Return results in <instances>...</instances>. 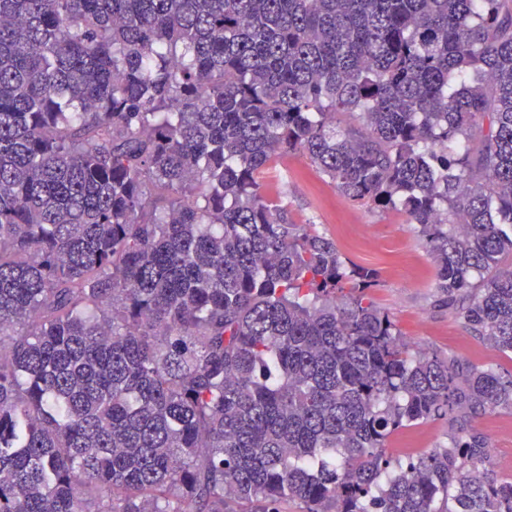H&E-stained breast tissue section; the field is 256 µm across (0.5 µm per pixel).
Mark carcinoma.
Segmentation results:
<instances>
[{
    "mask_svg": "<svg viewBox=\"0 0 512 512\" xmlns=\"http://www.w3.org/2000/svg\"><path fill=\"white\" fill-rule=\"evenodd\" d=\"M284 155L512 354V0H0V512H512V371L412 352ZM493 427L498 428L497 444L495 435L490 434ZM471 428L486 438L491 454L495 453L496 446L498 448L487 459L484 470L499 479L512 480V413L508 410H497L495 413L480 415L472 420ZM406 436H410V443L422 451L439 448L440 446H448V421H428L415 428L407 429L394 435L389 446V451L394 456L398 455L395 454L393 448L397 447V443Z\"/></svg>",
    "mask_w": 512,
    "mask_h": 512,
    "instance_id": "obj_1",
    "label": "carcinoma"
}]
</instances>
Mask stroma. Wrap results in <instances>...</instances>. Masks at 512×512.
I'll return each instance as SVG.
<instances>
[{
    "label": "stroma",
    "mask_w": 512,
    "mask_h": 512,
    "mask_svg": "<svg viewBox=\"0 0 512 512\" xmlns=\"http://www.w3.org/2000/svg\"><path fill=\"white\" fill-rule=\"evenodd\" d=\"M259 180L265 190L280 196L293 221L316 224L335 239L349 261L379 271L369 294L397 323L413 350L483 368L512 369L511 357L491 350L452 309L439 304L434 268L405 215L347 202L327 176L296 155L281 157ZM471 427L497 436V451L487 459L485 471L512 480V412L480 415Z\"/></svg>",
    "instance_id": "35a3bbf8"
}]
</instances>
